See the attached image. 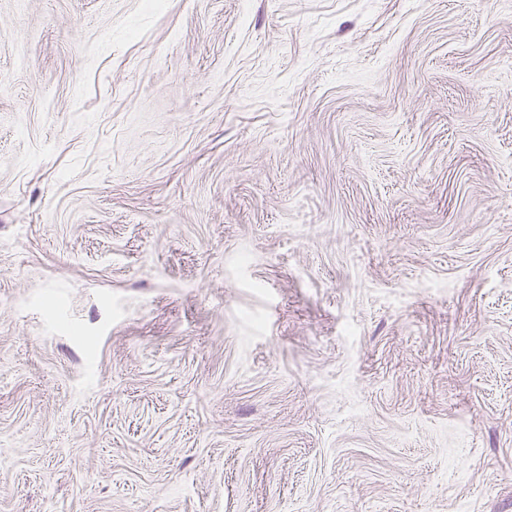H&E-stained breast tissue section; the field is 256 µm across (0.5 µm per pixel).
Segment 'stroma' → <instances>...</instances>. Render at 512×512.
<instances>
[{"mask_svg": "<svg viewBox=\"0 0 512 512\" xmlns=\"http://www.w3.org/2000/svg\"><path fill=\"white\" fill-rule=\"evenodd\" d=\"M0 512H512V0H0Z\"/></svg>", "mask_w": 512, "mask_h": 512, "instance_id": "obj_1", "label": "stroma"}]
</instances>
